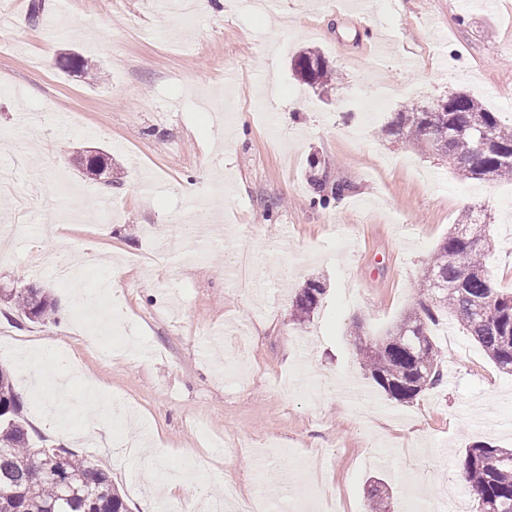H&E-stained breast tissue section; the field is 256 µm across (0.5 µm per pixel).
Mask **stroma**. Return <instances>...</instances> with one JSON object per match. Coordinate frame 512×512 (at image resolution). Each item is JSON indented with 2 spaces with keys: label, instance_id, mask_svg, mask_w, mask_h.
Listing matches in <instances>:
<instances>
[{
  "label": "stroma",
  "instance_id": "35a3bbf8",
  "mask_svg": "<svg viewBox=\"0 0 512 512\" xmlns=\"http://www.w3.org/2000/svg\"><path fill=\"white\" fill-rule=\"evenodd\" d=\"M209 0L189 34L153 0H43L55 32L13 0L16 23L0 28V173L14 185L0 215L1 288H45L56 320L21 319L0 302V366L24 401L32 441L72 449L110 472L131 512L164 501L157 476L196 458L200 472L180 504L204 506L211 487L240 498L288 495L298 512H365L371 480L387 484L390 512L408 501L434 508L463 489L453 481L466 448H512V373L499 370L472 336L447 318L433 326L452 381L400 403L379 393L359 364L353 325L383 340L416 303L435 247L463 210L490 216L485 255L495 288L512 292V180H471L446 160L383 135L411 104L462 88L512 122V0ZM89 57L94 82L44 60L45 47ZM321 50L340 76L329 94L304 85L290 61ZM249 113L237 128L235 113ZM54 145L35 153V140ZM112 157L113 185L83 174L76 152ZM209 168L234 197L213 196ZM352 186L328 208L310 206L311 180ZM197 183L194 195L181 191ZM110 199L108 233L62 216ZM208 210L234 234L187 259L194 240L170 230L172 216ZM54 215L58 240L42 226ZM154 225V238L145 228ZM97 253L100 261L86 264ZM86 264L96 291L110 267L123 277L103 302L111 327L90 341L58 256ZM325 293L296 325L292 300L308 281ZM52 343L64 362L35 373H67L72 391L96 385L135 417L113 418L88 440L93 412L64 421L43 414L44 389L22 378L16 353ZM158 454L153 473L124 455L132 442Z\"/></svg>",
  "mask_w": 512,
  "mask_h": 512
}]
</instances>
